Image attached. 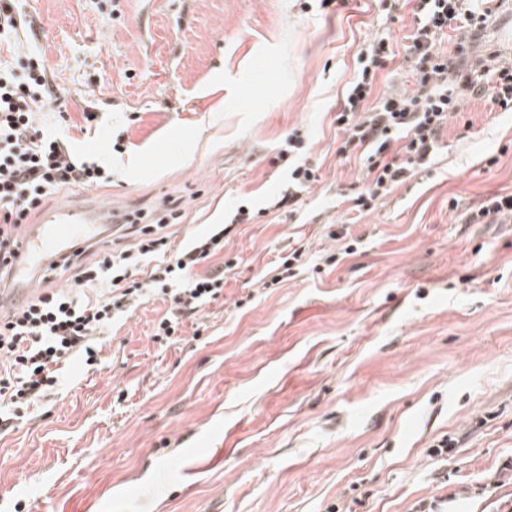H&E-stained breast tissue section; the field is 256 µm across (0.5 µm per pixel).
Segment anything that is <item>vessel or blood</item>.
I'll return each instance as SVG.
<instances>
[{"label": "vessel or blood", "mask_w": 512, "mask_h": 512, "mask_svg": "<svg viewBox=\"0 0 512 512\" xmlns=\"http://www.w3.org/2000/svg\"><path fill=\"white\" fill-rule=\"evenodd\" d=\"M120 215L115 206L91 196L82 203L66 201L45 212L40 223L23 225L10 285L0 289V307L9 299L31 298L37 280L50 264L101 244L105 238L101 225L118 223Z\"/></svg>", "instance_id": "1"}]
</instances>
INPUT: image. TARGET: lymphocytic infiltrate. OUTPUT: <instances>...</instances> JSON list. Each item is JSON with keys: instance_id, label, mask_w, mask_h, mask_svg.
I'll return each instance as SVG.
<instances>
[{"instance_id": "f902f5d3", "label": "lymphocytic infiltrate", "mask_w": 512, "mask_h": 512, "mask_svg": "<svg viewBox=\"0 0 512 512\" xmlns=\"http://www.w3.org/2000/svg\"><path fill=\"white\" fill-rule=\"evenodd\" d=\"M417 10L420 21L409 48L412 88L371 101L376 72L394 55L388 38L373 39L336 114L343 132L337 156L364 159L365 185L352 205L359 212L375 209L427 166L464 100L481 99L492 109L512 112V60L491 48L476 59L470 53L483 37L485 14L470 0H418ZM451 30L456 43L441 51L438 42ZM68 121L42 54L0 59V281L9 274L22 224L49 195L112 181L109 163L75 150L63 133ZM300 145L297 139L287 142L295 159L272 199L275 208L295 206L317 180ZM143 218L139 212L132 219L133 244L101 251L90 261L79 255L63 258L62 267L74 272L69 286L46 287L34 301L0 319V431L60 385L66 364H99L108 343L106 329L134 306L156 295L168 302L153 328L154 339H168L223 292V272L201 275L196 268L223 251L224 225L174 248L162 224Z\"/></svg>"}]
</instances>
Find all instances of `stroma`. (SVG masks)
I'll list each match as a JSON object with an SVG mask.
<instances>
[{
  "instance_id": "stroma-1",
  "label": "stroma",
  "mask_w": 512,
  "mask_h": 512,
  "mask_svg": "<svg viewBox=\"0 0 512 512\" xmlns=\"http://www.w3.org/2000/svg\"><path fill=\"white\" fill-rule=\"evenodd\" d=\"M96 195L169 203L172 245L241 204L224 292L162 342L161 299L110 330L92 369L0 435V512H512V222L471 224L512 193V112L466 101L431 167L352 211L361 160L334 117L375 34L405 87L412 0H28ZM299 134L320 180L268 210ZM120 138L122 152L112 151ZM338 239H330L329 231ZM353 254H345L346 245ZM294 277L271 272L292 251ZM231 268H224V261ZM446 451H438L440 443Z\"/></svg>"
}]
</instances>
